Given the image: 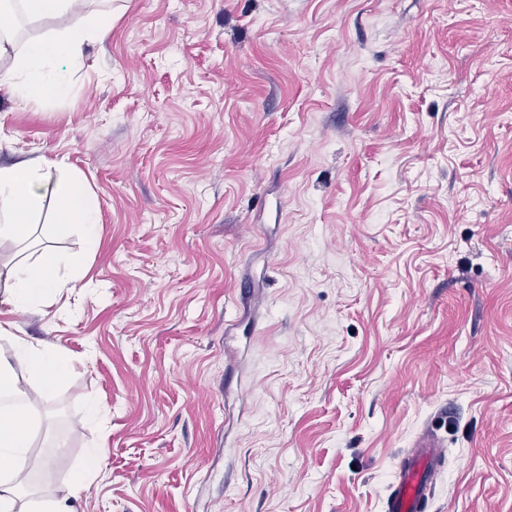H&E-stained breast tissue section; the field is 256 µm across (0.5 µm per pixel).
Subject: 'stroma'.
<instances>
[{
    "mask_svg": "<svg viewBox=\"0 0 512 512\" xmlns=\"http://www.w3.org/2000/svg\"><path fill=\"white\" fill-rule=\"evenodd\" d=\"M88 8L68 95L0 92V165L80 173L101 225L81 287L0 311L74 362L34 474L71 512H383L430 431L429 512H512V0Z\"/></svg>",
    "mask_w": 512,
    "mask_h": 512,
    "instance_id": "1",
    "label": "stroma"
}]
</instances>
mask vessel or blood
<instances>
[{"label":"vessel or blood","instance_id":"b4317fda","mask_svg":"<svg viewBox=\"0 0 512 512\" xmlns=\"http://www.w3.org/2000/svg\"><path fill=\"white\" fill-rule=\"evenodd\" d=\"M445 451L439 441L426 438L403 457L388 488L385 512H426L430 505L433 478L444 461Z\"/></svg>","mask_w":512,"mask_h":512}]
</instances>
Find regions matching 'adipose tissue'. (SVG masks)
Listing matches in <instances>:
<instances>
[{"label":"adipose tissue","instance_id":"1","mask_svg":"<svg viewBox=\"0 0 512 512\" xmlns=\"http://www.w3.org/2000/svg\"><path fill=\"white\" fill-rule=\"evenodd\" d=\"M85 0H0V12L21 10L37 21L57 20L52 35L29 41L15 56L11 71L0 74V91L22 100L60 97L69 93L68 68L79 63L88 46L107 30L105 17L85 14L81 26L69 18L83 12ZM53 197L59 228L78 234L82 254H63L44 248L35 261H20L0 274V305L19 310L39 305L63 287H77L83 278V255L94 254L100 245V219L81 176L63 173L51 176L46 159H24L0 166V246L26 241L33 219ZM72 271L69 280L59 276L60 267ZM0 344L10 353L0 357V512H70L66 498L41 489L26 506L18 500L31 479L27 448L29 433L36 426L29 391L16 376L24 368L39 381L41 401L50 400L57 382L73 367L67 351L35 344L0 328Z\"/></svg>","mask_w":512,"mask_h":512}]
</instances>
